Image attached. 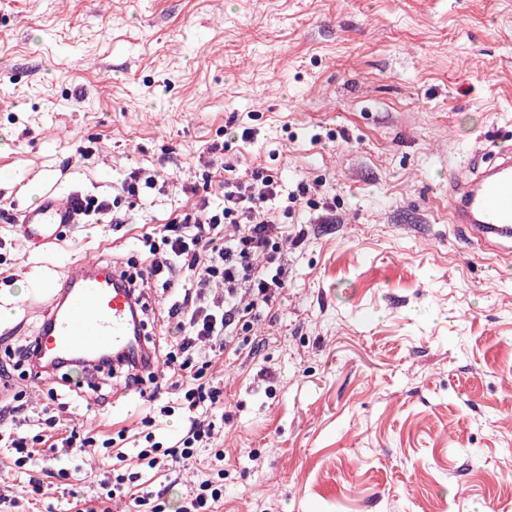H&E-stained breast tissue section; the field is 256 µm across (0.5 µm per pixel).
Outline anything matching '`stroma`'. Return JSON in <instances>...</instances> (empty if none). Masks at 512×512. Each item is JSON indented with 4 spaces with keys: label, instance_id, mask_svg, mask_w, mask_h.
I'll use <instances>...</instances> for the list:
<instances>
[{
    "label": "stroma",
    "instance_id": "obj_1",
    "mask_svg": "<svg viewBox=\"0 0 512 512\" xmlns=\"http://www.w3.org/2000/svg\"><path fill=\"white\" fill-rule=\"evenodd\" d=\"M251 130L243 141V130ZM512 143V0H0V362L44 320L21 297L85 259L138 273L141 225L205 191L209 148L280 185L288 286L216 362L224 500L215 512H512V263L448 223V169ZM155 188L117 189L131 171ZM119 198L29 249L12 219L43 192ZM25 392L79 431L140 420L111 371ZM0 448V494L29 477L54 512L101 460ZM66 469L68 479L57 478ZM117 198L112 200V206L110 202L107 199H99L98 197L90 196L85 198V209H84V215L95 216V223L100 222H107V223H113V224H120L123 223L124 220L119 217L115 211L114 208L117 206L115 205Z\"/></svg>",
    "mask_w": 512,
    "mask_h": 512
}]
</instances>
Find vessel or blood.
Instances as JSON below:
<instances>
[{
	"instance_id": "obj_1",
	"label": "vessel or blood",
	"mask_w": 512,
	"mask_h": 512,
	"mask_svg": "<svg viewBox=\"0 0 512 512\" xmlns=\"http://www.w3.org/2000/svg\"><path fill=\"white\" fill-rule=\"evenodd\" d=\"M448 220L483 249L512 258V144H491L449 169ZM79 222L75 197L48 192L20 211L16 232L39 250L60 244ZM44 293L50 303L36 340L48 373L73 367L88 376L106 352L133 349L134 297L111 265L81 260Z\"/></svg>"
}]
</instances>
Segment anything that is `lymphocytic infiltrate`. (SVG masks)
<instances>
[{"mask_svg": "<svg viewBox=\"0 0 512 512\" xmlns=\"http://www.w3.org/2000/svg\"><path fill=\"white\" fill-rule=\"evenodd\" d=\"M223 189L222 202L213 205L204 199L175 210L165 223L148 227L141 236L142 270L127 284L137 295L146 288L161 289L165 302L160 336L146 344L161 371L146 373L135 356L123 358L125 388L140 389L148 377L155 382L154 392L143 400L140 428L99 439L52 415L44 418L40 434L31 437L15 426L28 412V403L1 404L0 447L8 449L15 468L33 463L38 445L47 442L67 455L108 450L120 466L98 475L107 498L165 512L163 494L152 489L147 475L200 469L206 478L193 481L178 512H213L223 499L224 451L214 445L212 420L222 390L206 372L231 350L232 326L272 305L283 292V256L291 240L270 207L277 184L262 167L224 181ZM163 389L175 390V405L160 404ZM176 408L184 418L179 434L169 442L158 441V417L170 416Z\"/></svg>", "mask_w": 512, "mask_h": 512, "instance_id": "lymphocytic-infiltrate-1", "label": "lymphocytic infiltrate"}]
</instances>
